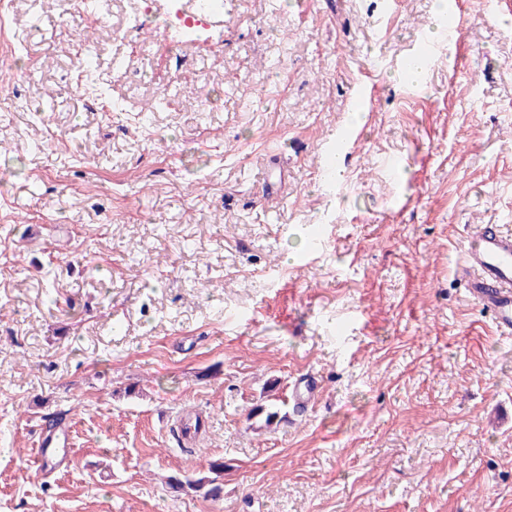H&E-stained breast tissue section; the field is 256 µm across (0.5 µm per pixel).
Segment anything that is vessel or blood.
I'll list each match as a JSON object with an SVG mask.
<instances>
[{"instance_id": "1", "label": "vessel or blood", "mask_w": 512, "mask_h": 512, "mask_svg": "<svg viewBox=\"0 0 512 512\" xmlns=\"http://www.w3.org/2000/svg\"><path fill=\"white\" fill-rule=\"evenodd\" d=\"M467 297L487 312L499 336L512 338V232L481 225L458 269Z\"/></svg>"}]
</instances>
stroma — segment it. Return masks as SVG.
Here are the masks:
<instances>
[{
  "mask_svg": "<svg viewBox=\"0 0 512 512\" xmlns=\"http://www.w3.org/2000/svg\"><path fill=\"white\" fill-rule=\"evenodd\" d=\"M497 3L457 0L449 40L436 0H224L170 44L161 10L128 30L139 0L96 24L97 0H6L0 512H512V339L456 275L477 225L512 230ZM194 414L203 442L179 444ZM64 426L68 456L35 469ZM214 458L221 497L166 486Z\"/></svg>",
  "mask_w": 512,
  "mask_h": 512,
  "instance_id": "1",
  "label": "stroma"
}]
</instances>
